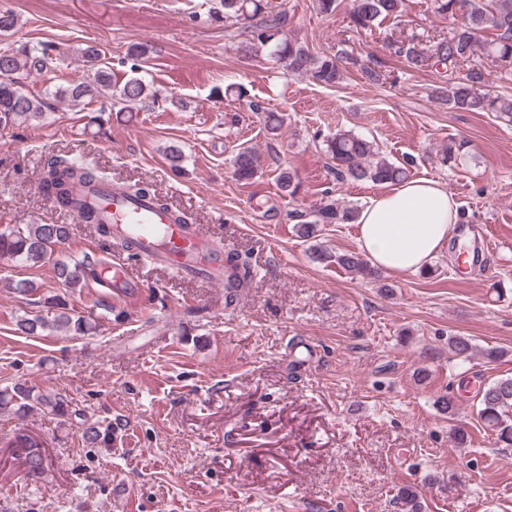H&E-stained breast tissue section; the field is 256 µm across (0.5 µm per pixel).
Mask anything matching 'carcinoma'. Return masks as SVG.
<instances>
[{
	"label": "carcinoma",
	"mask_w": 512,
	"mask_h": 512,
	"mask_svg": "<svg viewBox=\"0 0 512 512\" xmlns=\"http://www.w3.org/2000/svg\"><path fill=\"white\" fill-rule=\"evenodd\" d=\"M224 18L249 19L251 39L239 50L246 56L265 54L283 65L290 76L305 75L313 81L334 86L342 81L346 64L358 60L344 50L333 55L312 53L303 42L285 31L288 14L268 9L267 0H223ZM406 8L405 0H353L349 20L353 27L371 30L384 20H399ZM434 13L452 17L456 27L452 33L424 47L415 39L398 47L409 69L433 68L439 74V84L432 89L438 102L455 111L497 112L512 118V98L493 95L486 91V73L481 68L469 65L471 58L480 53L490 63L512 75V0H432ZM84 61L90 63L92 78L65 87L55 88L53 95L78 105L111 91V97L122 102L134 103L155 97L149 84L132 77L122 86H112V74L100 65V51L94 47L82 50ZM56 68L54 58L45 48L23 47L0 51V128L19 126L44 117L46 102L28 95L22 88L21 74L47 73ZM326 153L333 162L336 179L340 181L371 182L373 184L398 185L410 177L403 164L376 158L373 143L350 130L339 129L326 139ZM232 174L236 180L248 182L256 177L260 169V158L251 148L240 149L233 160ZM109 182L108 175L89 167L77 156H55L44 168L42 189L58 207L72 203V189L77 184ZM130 197H150L155 206L168 209L164 200L149 187L134 185L125 188ZM299 231L312 238L319 224H346L358 218V209L341 206L327 200L307 216L297 215ZM70 227L67 224H8L0 229V257H8L27 265H36L50 260L52 246L68 240ZM319 256L327 259L334 256L323 252ZM336 264L360 275H373L369 264L360 254L347 252L336 257ZM105 259L85 254L80 258L55 262L59 275L71 288L86 282L101 279ZM45 310L18 321L19 330L29 336L59 327L74 336H88L99 327L98 318L85 316L72 310L57 298L44 301ZM448 348L457 358L469 359L474 345L465 336L448 337ZM479 404L478 416L492 431L498 441L512 446V423L507 413L512 410V377H501L478 385L474 394ZM51 408L59 416L68 414L65 401L55 396L33 397L24 385H16L10 392L0 391V409L13 407L14 413L22 417L31 408V403ZM91 448H110L114 442L112 424L91 427L85 432ZM16 447L23 450L28 472L44 473L52 459L29 442L24 435L15 437ZM398 503L404 512H421L418 493L412 486H403L397 494Z\"/></svg>",
	"instance_id": "cac0c4a2"
}]
</instances>
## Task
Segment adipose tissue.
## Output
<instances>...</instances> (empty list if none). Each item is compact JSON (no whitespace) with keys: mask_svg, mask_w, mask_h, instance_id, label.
<instances>
[{"mask_svg":"<svg viewBox=\"0 0 512 512\" xmlns=\"http://www.w3.org/2000/svg\"><path fill=\"white\" fill-rule=\"evenodd\" d=\"M458 219V203L446 186L412 179L371 198L360 211L358 249L381 270L416 272L447 246Z\"/></svg>","mask_w":512,"mask_h":512,"instance_id":"obj_1","label":"adipose tissue"}]
</instances>
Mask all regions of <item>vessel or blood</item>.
<instances>
[{
    "instance_id": "1",
    "label": "vessel or blood",
    "mask_w": 512,
    "mask_h": 512,
    "mask_svg": "<svg viewBox=\"0 0 512 512\" xmlns=\"http://www.w3.org/2000/svg\"><path fill=\"white\" fill-rule=\"evenodd\" d=\"M70 215L95 211L99 222L112 227V288L115 296L130 300L141 284L130 269L134 256L149 257L157 266L179 276L203 279L232 290L234 280L224 248L209 238L198 225L180 224L172 212L158 210L147 197L124 196L115 185L91 183L72 193ZM135 248H128V241Z\"/></svg>"
}]
</instances>
